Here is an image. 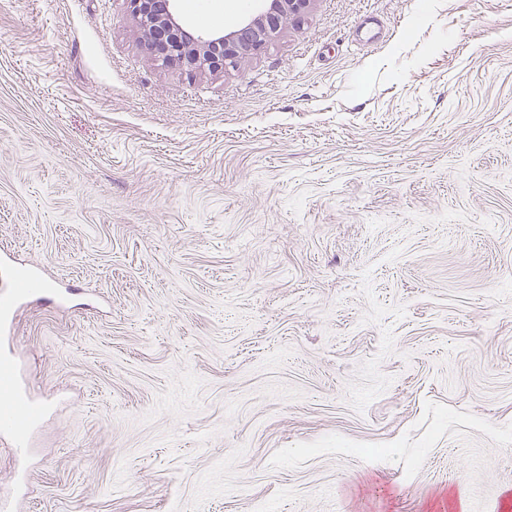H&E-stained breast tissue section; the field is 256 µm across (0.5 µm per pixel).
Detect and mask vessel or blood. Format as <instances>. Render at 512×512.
I'll return each instance as SVG.
<instances>
[{"label": "vessel or blood", "mask_w": 512, "mask_h": 512, "mask_svg": "<svg viewBox=\"0 0 512 512\" xmlns=\"http://www.w3.org/2000/svg\"><path fill=\"white\" fill-rule=\"evenodd\" d=\"M44 293L42 281L35 272L8 276L0 286V334L12 335L20 300ZM37 414V405L19 392L14 363L6 357L0 359V431L9 434L17 448H24Z\"/></svg>", "instance_id": "b4317fda"}]
</instances>
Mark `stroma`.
I'll return each mask as SVG.
<instances>
[{
  "instance_id": "stroma-1",
  "label": "stroma",
  "mask_w": 512,
  "mask_h": 512,
  "mask_svg": "<svg viewBox=\"0 0 512 512\" xmlns=\"http://www.w3.org/2000/svg\"><path fill=\"white\" fill-rule=\"evenodd\" d=\"M1 250L63 298L12 512H512V0H314L214 72L0 0Z\"/></svg>"
}]
</instances>
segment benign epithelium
I'll return each mask as SVG.
<instances>
[{"mask_svg":"<svg viewBox=\"0 0 512 512\" xmlns=\"http://www.w3.org/2000/svg\"><path fill=\"white\" fill-rule=\"evenodd\" d=\"M149 49L163 63L221 71L261 53L282 29L285 20H299L313 0H269L257 16L231 21L223 29H185L175 8L176 0H128Z\"/></svg>","mask_w":512,"mask_h":512,"instance_id":"7a95c632","label":"benign epithelium"}]
</instances>
